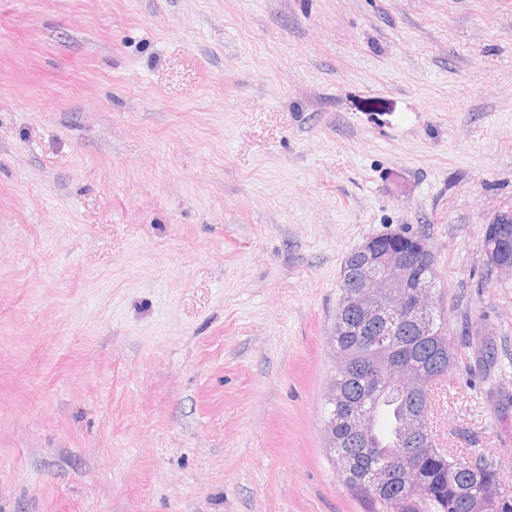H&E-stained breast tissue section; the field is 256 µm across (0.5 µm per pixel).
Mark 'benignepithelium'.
<instances>
[{
	"mask_svg": "<svg viewBox=\"0 0 512 512\" xmlns=\"http://www.w3.org/2000/svg\"><path fill=\"white\" fill-rule=\"evenodd\" d=\"M395 237L407 239L409 248H389L388 241ZM354 253L362 255L364 263L356 283L352 285L348 307L357 315L360 324L376 328L381 336L396 335L395 327L406 322L422 336L436 335L435 324L430 318L436 307L434 289L420 281L412 284L408 277L409 270L428 265L434 259L427 239L403 231H390L367 238ZM394 369L406 370L404 383L407 393L415 397L430 386L431 373L404 359L396 360ZM391 387L389 378L376 377L370 397L346 402L345 417L351 422L357 438L365 437L371 429L368 404ZM429 427L426 413L414 406L408 407L402 426L405 449L401 455L386 458L372 470L368 480L372 491L381 494L397 485L404 490L400 506L405 508L419 502L420 494L427 486L420 458L433 447ZM471 496L473 512H503L505 497L499 492L498 484L480 482Z\"/></svg>",
	"mask_w": 512,
	"mask_h": 512,
	"instance_id": "obj_1",
	"label": "benign epithelium"
}]
</instances>
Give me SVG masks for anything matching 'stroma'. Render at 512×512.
Wrapping results in <instances>:
<instances>
[{"instance_id": "stroma-1", "label": "stroma", "mask_w": 512, "mask_h": 512, "mask_svg": "<svg viewBox=\"0 0 512 512\" xmlns=\"http://www.w3.org/2000/svg\"><path fill=\"white\" fill-rule=\"evenodd\" d=\"M512 0H0V512H365L323 431L346 255L426 237L434 424L512 487ZM512 213L507 212L498 215L491 221L490 227H486L484 233V255L486 257V265L489 267L493 261L498 260L505 264L512 263ZM510 223V224H508ZM497 238L498 243L491 252L490 249L494 247V239ZM490 268V267H489Z\"/></svg>"}]
</instances>
